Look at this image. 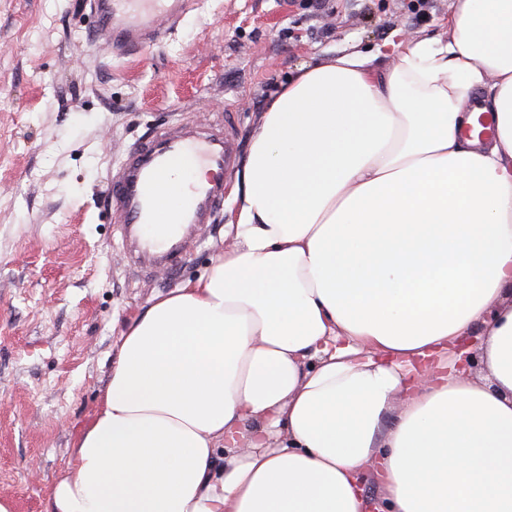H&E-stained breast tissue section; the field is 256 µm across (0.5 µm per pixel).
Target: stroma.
Wrapping results in <instances>:
<instances>
[{"label":"stroma","instance_id":"1","mask_svg":"<svg viewBox=\"0 0 512 512\" xmlns=\"http://www.w3.org/2000/svg\"><path fill=\"white\" fill-rule=\"evenodd\" d=\"M84 0H0V499L45 512L122 327L224 249L223 208L176 267L129 268L104 206L124 155L175 123L237 140L307 63L446 38L451 0H196L161 47L108 55Z\"/></svg>","mask_w":512,"mask_h":512}]
</instances>
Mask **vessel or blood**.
<instances>
[{
    "mask_svg": "<svg viewBox=\"0 0 512 512\" xmlns=\"http://www.w3.org/2000/svg\"><path fill=\"white\" fill-rule=\"evenodd\" d=\"M94 27L89 38L105 37L113 53L161 46L179 24L189 0H86ZM193 153L209 171L192 185L181 203L180 230L146 232L152 206L171 158ZM236 155L225 129L180 124L129 151L111 177L108 196L114 223L120 224L125 253L132 267L152 271L177 264L187 242L213 223L224 203V179Z\"/></svg>",
    "mask_w": 512,
    "mask_h": 512,
    "instance_id": "vessel-or-blood-1",
    "label": "vessel or blood"
}]
</instances>
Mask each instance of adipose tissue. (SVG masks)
Instances as JSON below:
<instances>
[{
    "mask_svg": "<svg viewBox=\"0 0 512 512\" xmlns=\"http://www.w3.org/2000/svg\"><path fill=\"white\" fill-rule=\"evenodd\" d=\"M389 56L268 103L223 252L124 326L46 512H368V474L385 512H512V0ZM205 176L173 163L158 230ZM474 334L478 379L444 359Z\"/></svg>",
    "mask_w": 512,
    "mask_h": 512,
    "instance_id": "1",
    "label": "adipose tissue"
}]
</instances>
